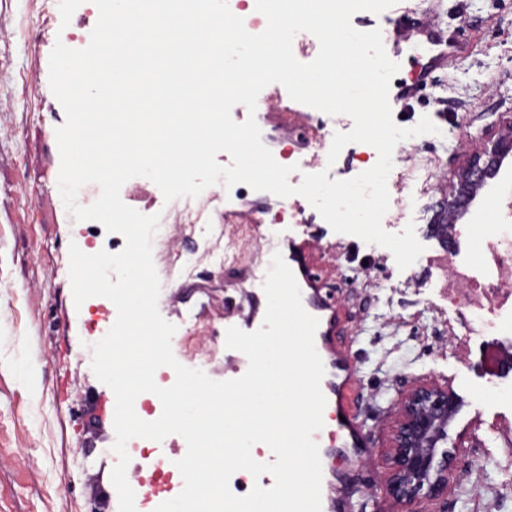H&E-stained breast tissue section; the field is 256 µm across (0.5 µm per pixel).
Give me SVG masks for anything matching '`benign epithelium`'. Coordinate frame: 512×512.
Listing matches in <instances>:
<instances>
[{
    "instance_id": "7a95c632",
    "label": "benign epithelium",
    "mask_w": 512,
    "mask_h": 512,
    "mask_svg": "<svg viewBox=\"0 0 512 512\" xmlns=\"http://www.w3.org/2000/svg\"><path fill=\"white\" fill-rule=\"evenodd\" d=\"M512 152V140H498L485 150L484 162L473 163L463 176L460 194L469 195L472 185L485 181L493 162ZM390 490L399 500L412 503L423 495L448 492L456 455L439 448L458 412V400L449 386L423 385L400 401Z\"/></svg>"
}]
</instances>
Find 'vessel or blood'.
<instances>
[{
	"label": "vessel or blood",
	"instance_id": "vessel-or-blood-1",
	"mask_svg": "<svg viewBox=\"0 0 512 512\" xmlns=\"http://www.w3.org/2000/svg\"><path fill=\"white\" fill-rule=\"evenodd\" d=\"M494 210L502 224L512 223V159H506L501 169L466 210L483 216ZM317 242L308 231L284 235L279 240L280 251L293 270L301 290L304 309L318 318L315 347L323 362L325 374L321 389L327 399L323 418L329 423L327 432H315L322 465V512H344V491L354 478V469L369 453L367 430L352 409L354 392L353 363L347 348L338 337L344 329L343 312L333 290L325 288L318 269L311 265L310 254ZM344 468H337V461Z\"/></svg>",
	"mask_w": 512,
	"mask_h": 512
}]
</instances>
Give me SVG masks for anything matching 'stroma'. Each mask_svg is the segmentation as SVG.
Instances as JSON below:
<instances>
[{"instance_id":"obj_1","label":"stroma","mask_w":512,"mask_h":512,"mask_svg":"<svg viewBox=\"0 0 512 512\" xmlns=\"http://www.w3.org/2000/svg\"><path fill=\"white\" fill-rule=\"evenodd\" d=\"M86 6L71 0L68 11L48 19L33 0H0V23L22 28L0 39V512H113L118 501L114 464L101 454L112 443L115 396L82 360L96 337V311L108 300L75 306L69 246L118 247L103 225L73 224L65 214L55 135L65 113L49 85L51 51ZM351 23L386 33V53L400 65L389 91L397 125L414 126L426 115L440 129L393 152L387 185L396 206L383 227L398 233L414 224L424 247L407 269L388 249L334 232L305 198L288 200L320 236L317 265L347 313L356 411L370 439V455L348 489L352 512H512V477L487 456L512 442L493 432L501 422L512 426V411L501 412L494 400L482 337L473 338L469 355L455 346L472 316L449 304L445 253L428 235L458 195L460 169L512 134V0H398L378 15L354 14ZM434 28L463 46L436 65L425 48ZM42 29L46 39L35 40ZM32 71L39 74L34 88ZM423 72L425 89L403 98L401 86ZM439 97L447 111H438ZM429 158L436 165L426 182L418 167ZM243 209L247 222L226 224L215 214L205 228L181 224L174 243L152 245L158 308L177 327L173 354L186 366L205 363L217 381L224 378V318L246 315L248 295L261 283L252 254L289 230L272 221L279 203L259 193ZM184 264L191 275L171 280ZM423 384L452 387L462 406L446 448L484 464L463 469L447 494L407 504L388 489L390 459L399 400Z\"/></svg>"}]
</instances>
